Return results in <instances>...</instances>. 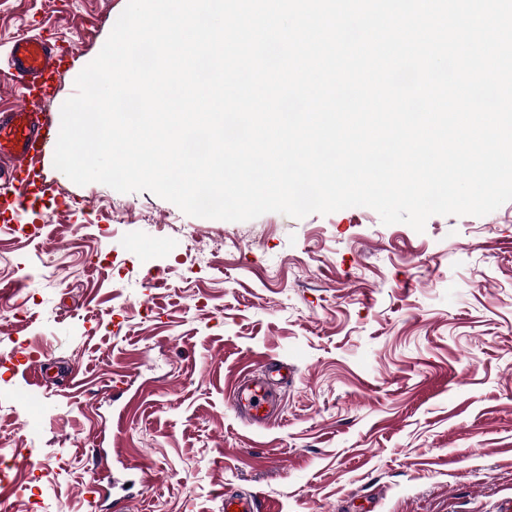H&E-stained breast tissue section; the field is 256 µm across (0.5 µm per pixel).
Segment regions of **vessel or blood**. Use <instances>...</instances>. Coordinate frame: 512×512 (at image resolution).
<instances>
[{
	"label": "vessel or blood",
	"instance_id": "1",
	"mask_svg": "<svg viewBox=\"0 0 512 512\" xmlns=\"http://www.w3.org/2000/svg\"><path fill=\"white\" fill-rule=\"evenodd\" d=\"M9 80L23 96L21 106L0 110V185L10 186V195H0V205L23 202L32 189L54 193L37 162L52 148L54 120L44 107L55 82L69 71L66 55L47 40L20 38L13 42L8 59ZM271 373L239 381L231 405L245 421L264 425L274 414L270 392ZM253 496L232 492L224 495V512H262Z\"/></svg>",
	"mask_w": 512,
	"mask_h": 512
}]
</instances>
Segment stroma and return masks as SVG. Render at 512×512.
<instances>
[{"label": "stroma", "mask_w": 512, "mask_h": 512, "mask_svg": "<svg viewBox=\"0 0 512 512\" xmlns=\"http://www.w3.org/2000/svg\"><path fill=\"white\" fill-rule=\"evenodd\" d=\"M126 4L0 0V107L22 102L12 42L38 35L72 51L59 115ZM42 165L64 205L0 232V495L20 512H91L96 448L128 512H224L228 489L272 512H507L512 201L420 233L368 207L228 222ZM271 362L294 378L252 426L231 392Z\"/></svg>", "instance_id": "stroma-1"}]
</instances>
